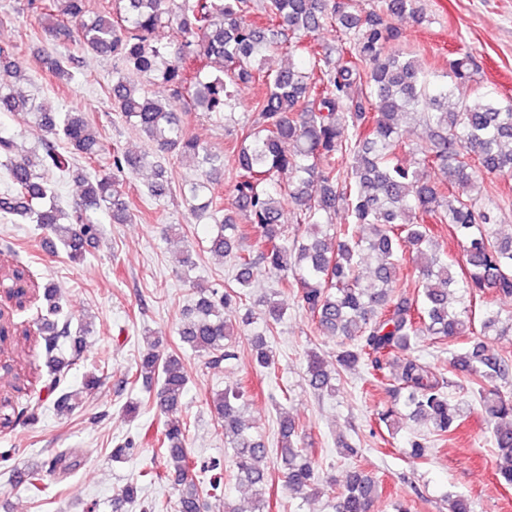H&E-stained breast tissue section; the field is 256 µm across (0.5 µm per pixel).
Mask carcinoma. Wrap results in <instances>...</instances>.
Here are the masks:
<instances>
[{"label":"carcinoma","instance_id":"cac0c4a2","mask_svg":"<svg viewBox=\"0 0 512 512\" xmlns=\"http://www.w3.org/2000/svg\"><path fill=\"white\" fill-rule=\"evenodd\" d=\"M36 15L48 16L54 39L77 37L83 49L111 56L146 81L164 84L156 95L123 71L112 74L109 97L119 117L149 142L145 152L112 150V169L82 171L77 159L94 162L105 150L98 129L79 110L53 112L30 101L22 90L28 80L13 47L0 45V112H23L39 130L27 151L17 138L0 136V170L7 189L0 194V220L20 217L53 234L73 261H82L95 243L99 225L94 215L112 214V222L130 218L121 187L124 178L153 172L147 195L155 200L171 192V181L159 159L176 156L193 166L197 177L181 189L199 218L217 225L207 239L209 252L234 263L235 286L197 287V299L179 328L181 342L212 366L235 369L238 360L233 327L224 312L243 303L257 262L279 274L323 336H339L336 368L318 353H309L305 377L318 395L336 392V374L365 368L380 375L391 360L399 371L391 383L394 403L377 413L389 426L395 419L424 422L429 436L417 437L406 454L423 458L432 439L444 438L463 419V408L448 400V379L415 354L419 336H468L512 331V309L487 308L473 315L468 299L490 294L512 298V232L503 233L495 217L500 204L483 193V175L512 173V100L481 94L473 103L453 98L448 84L434 85L426 66L396 46L395 22L424 19L420 0H377L364 10L356 0H107L97 10L89 0H31ZM266 19L256 27L244 20L251 13ZM338 23L336 40L316 39L320 30ZM167 27L173 38L154 46L152 33ZM304 49L296 66L274 69L268 60L286 50ZM42 63L53 75L67 78L74 59L52 55ZM448 75L457 83L480 84L472 53L459 48L448 55ZM263 87L262 95L241 118L235 117V91L241 84ZM183 100L189 112H208L237 129L235 182L230 208L215 194L224 176V155L202 146L189 122L168 109ZM420 115L426 137L416 149L413 166L400 162L399 120ZM288 176L294 231L281 222V178ZM69 177L81 191L63 205L55 184ZM344 204L350 221L336 224V207ZM244 214L250 228L237 224L231 212ZM447 224L463 249L465 267L441 252L431 223ZM372 229L368 237L358 228ZM251 249L240 246L248 232ZM412 248L419 277L417 291L398 289L403 247ZM42 305L35 308L32 328L12 338L10 348L27 360L44 352L48 395L60 414L79 406L82 395L98 390L105 365L87 374L80 388L61 386L74 364L61 356L62 340L71 337L72 318L55 284L34 282ZM266 331L279 325L286 309L276 300H262ZM255 368L272 373L275 352L267 336L251 338ZM450 373L464 379L479 397L491 440L504 463L498 479L512 486V396L499 383L509 377L512 361L472 340L449 359ZM136 378L146 387L159 384L157 404L167 415L159 448L166 472L177 486L175 502H156L148 512H201L203 495L224 482L217 461L192 466L188 460V414L182 397L189 378L181 357L163 354L152 343L137 363ZM241 380L210 399L217 425L232 450L229 478L251 492L248 512H270L272 472L284 486L309 500L321 494L316 462L304 448L295 421H277L276 456L239 414L248 397ZM77 466L68 452H59L49 469L17 470L18 483L37 487L46 477H59ZM149 467L122 491L123 501H138L141 486L152 482ZM384 487L353 465L332 504L333 512H371Z\"/></svg>","mask_w":512,"mask_h":512}]
</instances>
